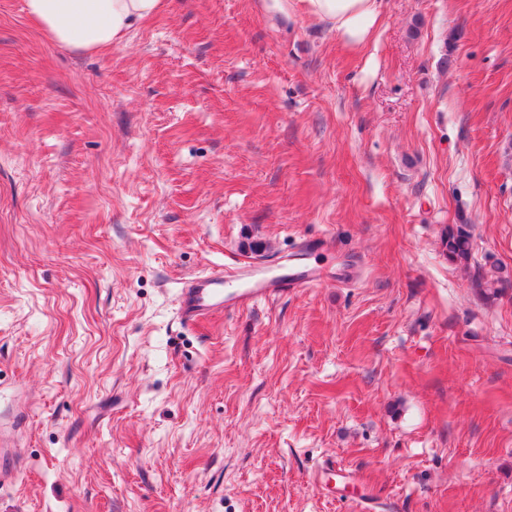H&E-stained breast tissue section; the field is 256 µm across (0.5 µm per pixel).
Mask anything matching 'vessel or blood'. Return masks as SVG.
Here are the masks:
<instances>
[{
	"mask_svg": "<svg viewBox=\"0 0 512 512\" xmlns=\"http://www.w3.org/2000/svg\"><path fill=\"white\" fill-rule=\"evenodd\" d=\"M323 280L320 267L303 265L282 272L249 267L229 275L216 269L185 280L178 290V314L186 322H201L216 312L245 310L277 296L316 286Z\"/></svg>",
	"mask_w": 512,
	"mask_h": 512,
	"instance_id": "1",
	"label": "vessel or blood"
}]
</instances>
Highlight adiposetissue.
I'll list each match as a JSON object with an SVG mask.
<instances>
[{"label": "adipose tissue", "instance_id": "1", "mask_svg": "<svg viewBox=\"0 0 512 512\" xmlns=\"http://www.w3.org/2000/svg\"><path fill=\"white\" fill-rule=\"evenodd\" d=\"M313 19L331 24L345 42L363 44L374 31L382 0H297ZM167 0H25L26 13L56 42L103 50L131 25L162 11Z\"/></svg>", "mask_w": 512, "mask_h": 512}]
</instances>
